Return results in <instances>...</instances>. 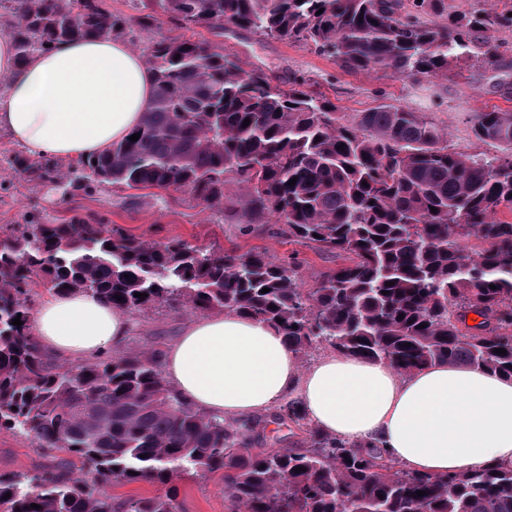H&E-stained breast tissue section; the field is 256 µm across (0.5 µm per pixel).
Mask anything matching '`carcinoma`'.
Instances as JSON below:
<instances>
[{
	"label": "carcinoma",
	"mask_w": 512,
	"mask_h": 512,
	"mask_svg": "<svg viewBox=\"0 0 512 512\" xmlns=\"http://www.w3.org/2000/svg\"><path fill=\"white\" fill-rule=\"evenodd\" d=\"M133 3V16L107 0H0V9L19 64L75 36L130 37L169 17L181 29L232 25L308 45L347 71L412 80L444 77L450 61L473 55L502 60L494 33L512 27L511 7L421 20L445 0ZM141 51L155 89L138 140L67 168L23 154L13 167L65 193L186 191L226 224H283L288 239L347 263L307 288L295 256L162 243L79 216L13 231L0 243V429L69 458L32 476L0 474V512H182L169 493L121 499L108 487L217 471L228 512H512V470L415 474L316 428L304 448H253V429L180 397L155 349L73 364L34 343L38 289L85 291L131 319L163 306L233 312L277 328L299 358L324 347L402 373L443 361L512 378V220L500 217L512 212V112L471 113L474 136L501 150L463 155L399 103L345 121L305 83L273 85L206 40L161 34ZM469 312L484 318L471 333L462 329Z\"/></svg>",
	"instance_id": "carcinoma-1"
}]
</instances>
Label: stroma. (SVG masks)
Returning a JSON list of instances; mask_svg holds the SVG:
<instances>
[{
  "label": "stroma",
  "mask_w": 512,
  "mask_h": 512,
  "mask_svg": "<svg viewBox=\"0 0 512 512\" xmlns=\"http://www.w3.org/2000/svg\"><path fill=\"white\" fill-rule=\"evenodd\" d=\"M191 36L210 39L229 58L261 70L271 84L307 82L312 90L335 103L348 121L370 110L381 98L396 100L431 118L446 132L449 148L460 153L491 155L499 151L496 143L474 137L468 121L470 113L494 108L512 110V55L495 65L474 58L460 65L453 63L447 76L410 81L380 73H352L306 45L235 27L226 28L220 36L210 35L203 29L192 31ZM16 152L9 135L0 130V239L9 236L20 224L35 220L57 223L79 215L105 220L126 233L159 242L181 239L200 247L236 246L244 251L257 248L275 259L294 253L302 262L301 273L309 286L322 273L341 263L336 255L288 242L283 225L254 224L246 229L239 224L225 223L223 217L202 209L185 192H166L167 203L163 206L154 198L135 197L130 191L110 187L92 195L80 191L62 195L53 184L16 175L9 165ZM196 317V312L185 307L145 313L124 349L128 352L151 346L165 349L179 330ZM251 424L256 433V447L278 450L303 447L311 426L307 420L298 425L279 420L274 410L254 417ZM45 463L41 449L30 436L0 430L1 473L31 475ZM175 491L184 512H227L221 473L185 477L176 481Z\"/></svg>",
  "instance_id": "35a3bbf8"
}]
</instances>
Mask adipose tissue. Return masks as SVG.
Returning a JSON list of instances; mask_svg holds the SVG:
<instances>
[{
	"instance_id": "obj_1",
	"label": "adipose tissue",
	"mask_w": 512,
	"mask_h": 512,
	"mask_svg": "<svg viewBox=\"0 0 512 512\" xmlns=\"http://www.w3.org/2000/svg\"><path fill=\"white\" fill-rule=\"evenodd\" d=\"M0 129L36 157L77 161L109 150L148 111L154 76L118 39L78 38L17 64L0 38ZM128 316L88 292L52 295L36 308L33 339L69 359L112 352ZM163 371L177 393L217 419L245 420L295 399L312 424L362 451L378 444L426 475L512 469V379L436 361L402 373L372 359L331 354L301 369L281 332L233 313L185 325Z\"/></svg>"
}]
</instances>
